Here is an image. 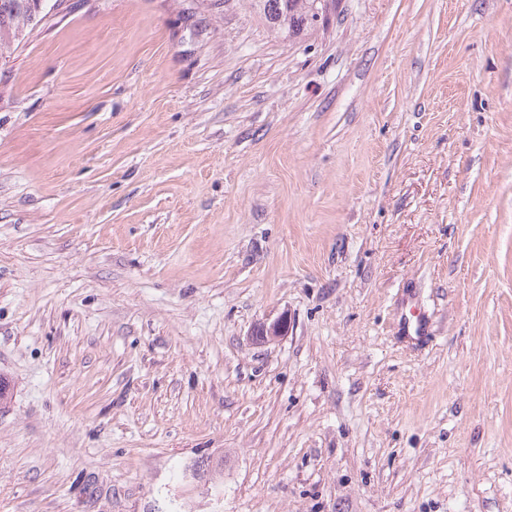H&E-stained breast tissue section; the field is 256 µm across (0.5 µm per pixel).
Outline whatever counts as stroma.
<instances>
[{"instance_id": "1", "label": "stroma", "mask_w": 512, "mask_h": 512, "mask_svg": "<svg viewBox=\"0 0 512 512\" xmlns=\"http://www.w3.org/2000/svg\"><path fill=\"white\" fill-rule=\"evenodd\" d=\"M43 12L0 57V512H512V0ZM335 0H250L266 26L289 41L306 36L323 25L335 9ZM337 3V2H336ZM400 324L407 336L416 338L424 336L427 329L424 313L415 305H411L401 313ZM288 332V316L283 314L271 323H260L253 331V338L261 343L274 341Z\"/></svg>"}]
</instances>
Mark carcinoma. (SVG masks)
Instances as JSON below:
<instances>
[{"instance_id":"1","label":"carcinoma","mask_w":512,"mask_h":512,"mask_svg":"<svg viewBox=\"0 0 512 512\" xmlns=\"http://www.w3.org/2000/svg\"><path fill=\"white\" fill-rule=\"evenodd\" d=\"M250 4L267 27L290 41L317 30L335 8V0H250ZM38 23V19L26 16L22 24L14 25L0 13V52Z\"/></svg>"}]
</instances>
